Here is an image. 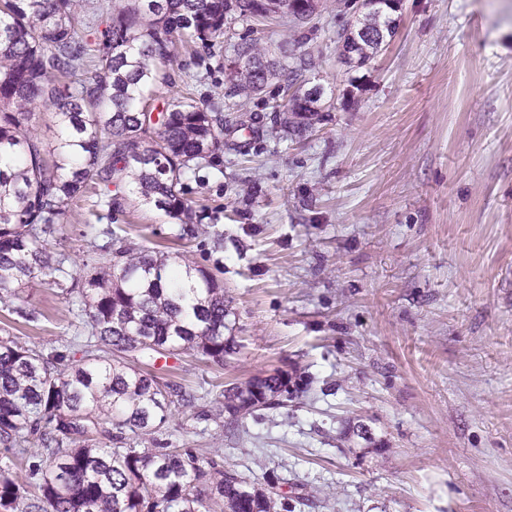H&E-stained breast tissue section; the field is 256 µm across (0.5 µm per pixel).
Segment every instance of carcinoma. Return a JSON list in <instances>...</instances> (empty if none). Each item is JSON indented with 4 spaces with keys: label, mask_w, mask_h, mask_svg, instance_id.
Instances as JSON below:
<instances>
[{
    "label": "carcinoma",
    "mask_w": 512,
    "mask_h": 512,
    "mask_svg": "<svg viewBox=\"0 0 512 512\" xmlns=\"http://www.w3.org/2000/svg\"><path fill=\"white\" fill-rule=\"evenodd\" d=\"M0 0V297L31 288L63 268L52 263L46 237L64 204L103 184L128 191L108 198L153 205L191 232L201 216L183 197L181 176L224 150V118L237 99L262 98L286 77L283 136L321 121L323 91L295 86L306 59L270 56L252 41L233 46L225 90L198 101L183 97L159 111L153 87L166 79L177 40L207 46L238 20L308 24L320 0ZM354 61L373 59L393 20L365 2ZM110 23L90 38L96 18ZM62 130L51 150L34 133L40 106ZM110 254L77 289L89 336L81 360L55 348L0 339V445L28 463L32 480L0 467V512H273L275 492L223 470L213 458L179 448L131 446L151 437L172 409L189 402L182 389L126 362L130 354L162 358L192 350L224 362V287L209 269L184 264L177 286L173 257L135 245ZM287 391L275 372L224 390V412L267 407ZM45 464L30 461L28 445Z\"/></svg>",
    "instance_id": "carcinoma-1"
}]
</instances>
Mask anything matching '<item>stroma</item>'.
<instances>
[{"instance_id":"obj_1","label":"stroma","mask_w":512,"mask_h":512,"mask_svg":"<svg viewBox=\"0 0 512 512\" xmlns=\"http://www.w3.org/2000/svg\"><path fill=\"white\" fill-rule=\"evenodd\" d=\"M337 0L297 31L238 22L177 48L151 105L224 82L233 44L305 56L302 88L330 109L281 137L250 102L183 193L191 234L162 210H108L114 187L68 203L48 239L65 287L0 301V338L83 355L69 285L115 244L180 253L211 270L229 308L223 364L193 351L152 363L194 394L155 439L273 485L275 512H512V0H404L365 66L338 33ZM251 144L249 154L238 145ZM287 373L280 405L228 422L225 386Z\"/></svg>"}]
</instances>
